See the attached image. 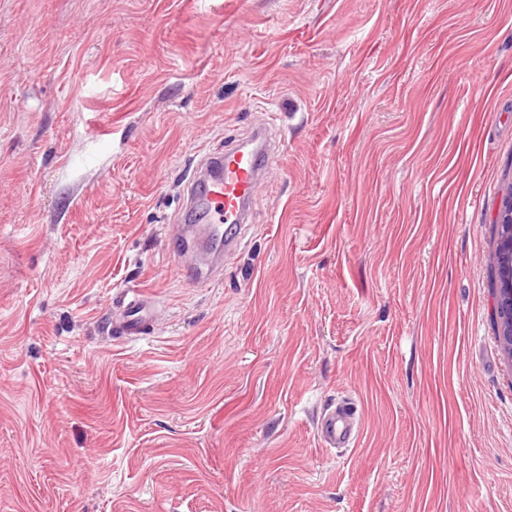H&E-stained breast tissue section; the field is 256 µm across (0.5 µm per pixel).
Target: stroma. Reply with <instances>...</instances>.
<instances>
[{
	"label": "stroma",
	"mask_w": 512,
	"mask_h": 512,
	"mask_svg": "<svg viewBox=\"0 0 512 512\" xmlns=\"http://www.w3.org/2000/svg\"><path fill=\"white\" fill-rule=\"evenodd\" d=\"M269 115L192 285L190 165ZM510 183L512 0H0V512H512ZM126 288L161 306L115 344ZM272 118L224 149L204 152L186 185L181 210L168 225L179 270L197 286H207L223 271L224 261L241 245L253 203L268 183L279 151ZM510 221V223H509ZM509 224V231L507 241L504 246V255L501 254L498 247L496 249L495 257L497 264V272L501 268L503 258L504 274L503 286L501 292L504 301L507 304V314L504 318L503 326L497 336L498 342L508 352L510 359L512 358V185L508 186L502 196L501 207L499 208L497 218L494 222L495 230L498 234L499 240L503 234L504 226ZM357 409L349 401L328 406L317 424L318 437L325 448H349L357 435Z\"/></svg>",
	"instance_id": "1"
}]
</instances>
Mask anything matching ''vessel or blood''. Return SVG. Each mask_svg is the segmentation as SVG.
<instances>
[{
    "instance_id": "1",
    "label": "vessel or blood",
    "mask_w": 512,
    "mask_h": 512,
    "mask_svg": "<svg viewBox=\"0 0 512 512\" xmlns=\"http://www.w3.org/2000/svg\"><path fill=\"white\" fill-rule=\"evenodd\" d=\"M274 120H267L224 148L204 152L186 185L168 242L179 269L195 285L206 286L222 272L224 263L241 245L253 217V203L268 182V170L279 151ZM158 303L146 291L121 292L108 332L113 341L130 342L151 334ZM357 410L347 401L328 406L317 424L326 448H347L357 435Z\"/></svg>"
}]
</instances>
